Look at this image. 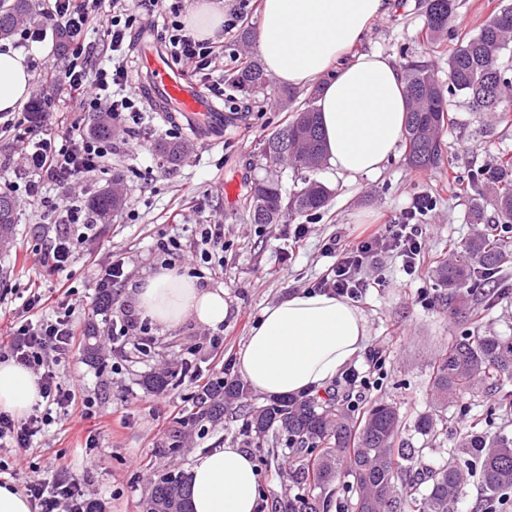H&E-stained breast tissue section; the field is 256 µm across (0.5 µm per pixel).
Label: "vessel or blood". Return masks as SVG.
<instances>
[{
    "instance_id": "b4317fda",
    "label": "vessel or blood",
    "mask_w": 512,
    "mask_h": 512,
    "mask_svg": "<svg viewBox=\"0 0 512 512\" xmlns=\"http://www.w3.org/2000/svg\"><path fill=\"white\" fill-rule=\"evenodd\" d=\"M137 66L145 98L166 105L172 120L194 134L214 141L224 135V110L174 68L152 42H143Z\"/></svg>"
}]
</instances>
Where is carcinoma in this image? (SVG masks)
<instances>
[{"label": "carcinoma", "mask_w": 512, "mask_h": 512, "mask_svg": "<svg viewBox=\"0 0 512 512\" xmlns=\"http://www.w3.org/2000/svg\"><path fill=\"white\" fill-rule=\"evenodd\" d=\"M454 10V0H429L427 36H442ZM45 17L33 8L32 0H0V37L10 36L22 21L44 24ZM512 44V7L507 6L475 35L459 38L448 55V76L442 81L427 64L410 62L404 66L409 107L404 129V161L414 170L438 168L444 162V143L440 132L448 120V97L462 96L478 115L493 111L486 97L487 80L506 83L512 70L501 61ZM225 82L231 88L253 97L267 89V75L256 60H250L233 72ZM317 90L306 93L304 104L284 127L264 142V150H278L282 142L299 146L289 164L297 169L314 170L325 162L319 117L314 107ZM156 151L172 165L181 162L184 147L178 142H160ZM484 182L488 194L472 203V223L484 220L485 207L493 208L497 222L512 230V157L502 158L489 170H477L472 182ZM330 189L312 180L291 196L282 193L279 179L257 180L250 189V206H259L260 224H276L286 216L309 215L327 205ZM124 197L110 191L93 196L88 207L95 220L110 221ZM16 203L0 191V239L8 238L16 223ZM512 261V240L506 241L485 232L471 237L456 256L437 269L440 285L448 289V308L465 313L471 309V297L480 293ZM97 326L85 327L84 351L91 360H99L92 343ZM512 382V337L462 336L448 344L439 356L430 378L433 409L441 411L453 405L472 404L482 398L490 409L512 413V391L502 387ZM244 408L242 436L253 440L283 444L292 449L297 462L295 477L309 487L310 494L279 505V512H329L334 501L327 488L343 469L351 470L355 489L347 507L351 512H453L467 482L465 472L455 465L431 469L412 465L414 452L395 447L400 430L396 407L374 403L359 416L340 403L335 393L296 398H275L253 403L248 388L239 381L225 382L219 376L193 397L192 422L212 424L224 417L228 405ZM460 447L475 455L485 497L512 487V436L487 438L475 432L465 435ZM188 479L179 473L161 474L154 479L143 512H187Z\"/></svg>", "instance_id": "obj_1"}]
</instances>
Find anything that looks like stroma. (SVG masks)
I'll return each instance as SVG.
<instances>
[{
    "mask_svg": "<svg viewBox=\"0 0 512 512\" xmlns=\"http://www.w3.org/2000/svg\"><path fill=\"white\" fill-rule=\"evenodd\" d=\"M512 0H456L448 33L438 44L425 38L427 0H390L391 8L374 19L359 49L389 56L398 66L407 61H425L439 77L448 73V51L453 34H476L494 14ZM261 0H250L236 27L222 31L215 45L218 75L234 71L242 62L256 58L253 42L241 39L245 29H256ZM33 72L32 100L44 103L41 129L72 122L88 123L89 115L79 102L48 101L47 93L62 61L52 40L35 44L29 57ZM283 85L270 79L265 97L256 99L241 92L225 90L224 140L211 143L190 137L187 130L163 121L151 112L146 100H139L141 116L135 133L143 137L138 159L126 153L127 134L122 125L112 127V152L105 169L86 174L72 187L71 195L87 201L121 175L128 184L124 206L110 223L98 225L92 237L73 241V257L66 272L54 271L43 260L44 244L55 232L45 223L40 208L18 205L13 235L0 244V313L20 308L31 291L49 298L43 315L57 312L68 302L77 328H84L92 314L93 299L85 295V282L113 261L125 263L124 283L112 289L108 319L121 323L123 312L132 308V290L146 274L159 267H174L178 274L191 273L190 263H171L161 248L166 239H177L185 248L202 250V225L222 227V247L213 249L199 284L224 288L230 301V315L223 324L224 342L212 347V329L188 321L168 333L149 327L152 340L149 355H140L129 344L101 339L104 364L90 363L82 344L69 354L48 353L46 367L63 384L79 379L78 405L56 415L33 448L16 452L0 450L8 473L0 481L23 488L26 482L52 483L63 471L82 473L87 459L95 468L85 490L103 499L107 512H143L142 503L151 492L149 477L155 473L188 471L197 455L213 448L242 444V419L228 411L224 422L210 426L208 434L186 426L183 417L192 408V395L221 367L235 362L251 327L262 310L293 292L308 288L328 275L335 262L326 252L328 241L353 243L367 234L398 223L413 196L429 193L434 208L420 223L424 247L413 274H406L397 252H382L368 259L360 270L369 290L356 302L367 321L365 354L354 359L356 369L366 376L357 385L356 403L367 408L374 402L397 407L402 426L397 441L418 449L414 462L438 468L451 462H465L470 455L457 445L459 436L471 428L496 435L512 433V418L488 416L486 407L463 412L452 406L432 413L429 383L433 366L448 343L470 329L482 336H512V263L503 267L489 297H477L478 320L450 316L445 305L447 291L434 276L438 263L451 259L453 252L478 231L470 222V201L479 193L471 176L478 168L496 165L500 156H512V123H498L470 111L462 97L448 100L449 126L440 136L447 157L439 168L415 171L402 157L391 159L378 174L349 182L331 174L328 168L314 171V179L325 183L334 195L320 212L304 217L308 232L302 240L290 234L299 220L286 218L278 224H256L246 206L254 179L263 177L269 162L263 142L288 119L279 102ZM182 140L186 154L180 165L168 166L155 149L160 141ZM73 287L72 295L59 289L61 281ZM379 351L381 369L370 370L366 354ZM193 360L195 373L179 377L176 385L162 391L146 389L145 375L164 367H179L183 359ZM434 414L432 434H420L416 422ZM181 434V449L170 453L167 440ZM262 487L274 496L295 497L300 489L286 463L291 451L250 446Z\"/></svg>",
    "mask_w": 512,
    "mask_h": 512,
    "instance_id": "obj_1",
    "label": "stroma"
}]
</instances>
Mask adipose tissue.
Returning a JSON list of instances; mask_svg holds the SVG:
<instances>
[{"label":"adipose tissue","instance_id":"1","mask_svg":"<svg viewBox=\"0 0 512 512\" xmlns=\"http://www.w3.org/2000/svg\"><path fill=\"white\" fill-rule=\"evenodd\" d=\"M390 0H262L256 49L265 70L291 86L319 85L316 106L325 158L339 177L380 172L396 155L406 121L401 69L380 53L355 47ZM33 82L28 51L0 41V113L27 100ZM135 305L161 331L186 320L215 327L229 315L224 289L200 288L160 268L142 279ZM362 311L347 299L301 290L265 307L237 354L250 387L267 396L325 388L365 348ZM40 400L38 378L0 361V411L20 417ZM189 512H254L259 473L237 446L196 457L188 474Z\"/></svg>","mask_w":512,"mask_h":512}]
</instances>
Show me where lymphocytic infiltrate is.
<instances>
[{"label": "lymphocytic infiltrate", "mask_w": 512, "mask_h": 512, "mask_svg": "<svg viewBox=\"0 0 512 512\" xmlns=\"http://www.w3.org/2000/svg\"><path fill=\"white\" fill-rule=\"evenodd\" d=\"M182 0H54L47 15L52 28H74L90 31L113 53H121L126 33L144 17L161 15L159 32L172 64L186 69L191 77L212 94L222 95L224 82L213 77L215 49L212 43L195 37L182 19ZM52 95L59 101L78 100L84 111L106 114L109 120L123 123L140 119L137 99L128 90L121 63L100 65L92 60L90 48L74 43L69 58L52 83ZM27 159L35 168L36 177L24 187L23 198L39 202L44 216L57 230L45 246V257L53 268L65 271L72 254V228L79 225L93 233L95 224L79 205L77 198H51L43 195L42 181L68 186L85 174L101 169L108 152L104 142L92 136L84 126L71 124L60 130L42 134L28 142ZM432 205L428 194L413 197L403 215L402 224L391 234H369L358 243L332 241L326 247L336 263L332 276L316 281L312 289L352 300L362 297L369 285L359 271L369 257L389 249L398 252L406 271H414L422 251V241L413 219ZM46 300L41 292H32L23 303L21 314L9 319L4 338L0 339V356L39 373L41 403L23 420L0 413V447L28 450L35 438L52 421L56 410H68L77 401L75 388L62 387L56 374L43 366L44 356L54 351L66 354L76 339L77 329L70 313L38 318ZM25 495L31 512H59L61 503H68L69 512H106L103 501L89 497L84 481L77 475L59 473L53 484L34 480L26 483Z\"/></svg>", "instance_id": "1"}]
</instances>
